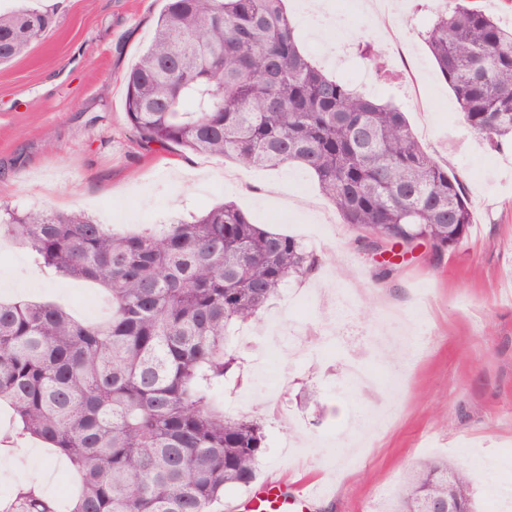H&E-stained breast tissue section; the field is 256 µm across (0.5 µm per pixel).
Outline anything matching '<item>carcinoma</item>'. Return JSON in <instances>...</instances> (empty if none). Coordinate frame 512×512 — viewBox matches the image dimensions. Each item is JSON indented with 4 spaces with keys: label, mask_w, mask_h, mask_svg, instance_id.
<instances>
[{
    "label": "carcinoma",
    "mask_w": 512,
    "mask_h": 512,
    "mask_svg": "<svg viewBox=\"0 0 512 512\" xmlns=\"http://www.w3.org/2000/svg\"><path fill=\"white\" fill-rule=\"evenodd\" d=\"M425 41L468 128L493 148L512 140V26L442 0ZM51 27L37 9L0 13V65ZM139 145L177 147L259 168L299 165L315 178L354 249L431 244L430 260L468 235L458 177L430 154L405 113L327 74L302 48L284 0H165L126 77ZM8 237L64 281L112 301L100 322L52 303L0 301V403L20 434L68 460L69 512H214L248 487L268 444L260 419L224 410L240 382L234 326L257 318L323 257L256 224L234 202L159 232H112L81 209L0 205ZM456 501L474 512L469 468L423 460L395 512ZM0 512H58L34 486Z\"/></svg>",
    "instance_id": "1"
}]
</instances>
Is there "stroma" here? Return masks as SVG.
Returning <instances> with one entry per match:
<instances>
[{
  "mask_svg": "<svg viewBox=\"0 0 512 512\" xmlns=\"http://www.w3.org/2000/svg\"><path fill=\"white\" fill-rule=\"evenodd\" d=\"M392 26L368 10H344L342 24L295 15L301 43L317 64L365 41L393 81L371 93L406 112L423 146L448 164L471 203V236L436 264L405 261L374 285V264L350 247L313 177L297 166L247 169L180 151H143L127 119L124 77L149 43L161 0H32L52 27L26 55L0 67V203L21 210H86L112 231L184 219L235 202L255 223L327 243L326 262L305 285L308 310L271 306L250 329L281 317L285 331L314 344L333 327L322 355L270 363L269 377L245 376L251 414L265 418L270 444L257 482L317 483L326 498L313 512H385L419 460L471 462L478 512H512L498 497L512 486V145L490 148L464 123L423 33L426 0H393ZM355 282L349 320H330L331 289ZM80 284L61 283L23 249L0 241V299H50L77 309ZM355 363L373 385L347 393ZM285 382L288 421L268 420L273 382ZM33 438H19L0 405V488L33 482L60 505L74 473L49 465Z\"/></svg>",
  "mask_w": 512,
  "mask_h": 512,
  "instance_id": "stroma-1",
  "label": "stroma"
}]
</instances>
